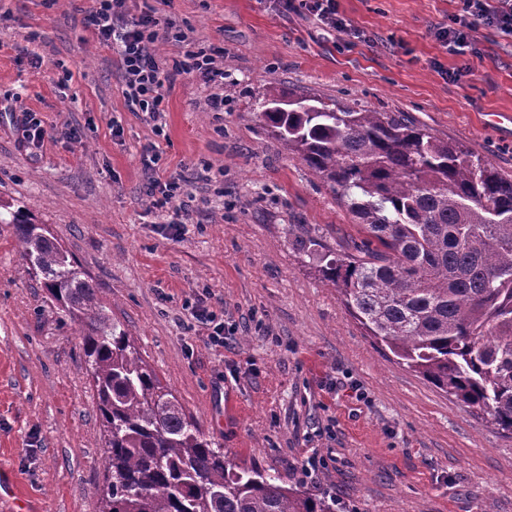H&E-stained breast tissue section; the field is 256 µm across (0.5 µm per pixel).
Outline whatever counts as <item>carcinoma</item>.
Returning <instances> with one entry per match:
<instances>
[{"instance_id":"cac0c4a2","label":"carcinoma","mask_w":512,"mask_h":512,"mask_svg":"<svg viewBox=\"0 0 512 512\" xmlns=\"http://www.w3.org/2000/svg\"><path fill=\"white\" fill-rule=\"evenodd\" d=\"M259 118L330 184L363 239L320 267L370 335L438 389L512 431V178L398 112L275 83ZM28 270L82 336L105 437L103 512H334L336 500L242 468L187 419L92 279L22 209Z\"/></svg>"}]
</instances>
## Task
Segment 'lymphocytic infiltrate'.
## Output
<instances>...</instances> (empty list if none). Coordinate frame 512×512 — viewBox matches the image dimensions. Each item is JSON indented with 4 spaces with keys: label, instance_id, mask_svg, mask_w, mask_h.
Masks as SVG:
<instances>
[{
    "label": "lymphocytic infiltrate",
    "instance_id": "f902f5d3",
    "mask_svg": "<svg viewBox=\"0 0 512 512\" xmlns=\"http://www.w3.org/2000/svg\"><path fill=\"white\" fill-rule=\"evenodd\" d=\"M126 2L95 0L84 18V26L99 44L119 54L124 70V98L130 110L141 113L156 134H163L166 87L172 84L174 76L190 75L211 87L209 108L223 111L224 96L219 92L224 85L223 47L212 44L188 49L172 64L162 63L154 46L167 36V27L149 14L127 17ZM481 27H494L512 35V0H463L461 14L452 24L434 28L433 36L457 53H472L476 50V32Z\"/></svg>",
    "mask_w": 512,
    "mask_h": 512
}]
</instances>
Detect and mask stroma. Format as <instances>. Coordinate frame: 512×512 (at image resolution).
Wrapping results in <instances>:
<instances>
[{
    "instance_id": "obj_1",
    "label": "stroma",
    "mask_w": 512,
    "mask_h": 512,
    "mask_svg": "<svg viewBox=\"0 0 512 512\" xmlns=\"http://www.w3.org/2000/svg\"><path fill=\"white\" fill-rule=\"evenodd\" d=\"M91 0H0V202L25 209L93 280L143 360L225 455L327 492L336 512H512V434L399 363L317 269L358 241L326 183L257 118L270 83L327 103L402 112L512 177V37L480 29L458 55L432 36L460 0H339V35L276 0H127L174 33L170 60L224 47V109L191 76L166 126L130 112L119 56L83 25ZM38 112L41 148L19 111ZM197 182L169 221L146 192L142 150ZM318 244L302 250L295 225ZM224 323L216 344L195 318ZM104 434L78 327L0 224V512H101ZM18 129L21 131V140L28 147L39 148L43 145L47 130L43 126V121L37 117V112H22Z\"/></svg>"
}]
</instances>
